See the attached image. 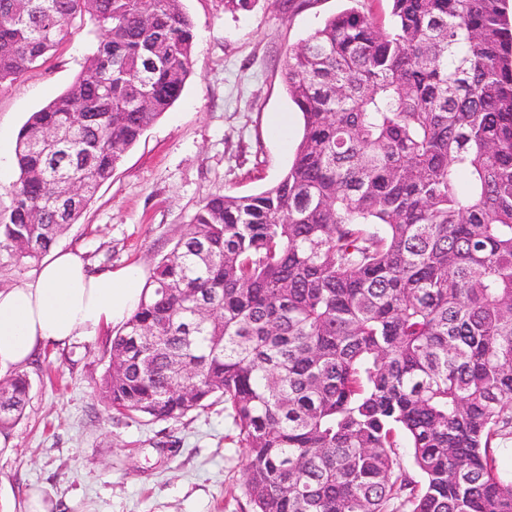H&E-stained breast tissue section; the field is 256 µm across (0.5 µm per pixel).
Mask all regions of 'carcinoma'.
Listing matches in <instances>:
<instances>
[{"instance_id":"carcinoma-1","label":"carcinoma","mask_w":512,"mask_h":512,"mask_svg":"<svg viewBox=\"0 0 512 512\" xmlns=\"http://www.w3.org/2000/svg\"><path fill=\"white\" fill-rule=\"evenodd\" d=\"M391 2L386 27L349 8L288 51V171L203 198L112 338L101 401L157 421L224 404L252 512H512V21L504 0ZM77 21L92 51L21 127L0 212L29 267L191 73L180 0H0V88ZM30 386L0 381V432Z\"/></svg>"}]
</instances>
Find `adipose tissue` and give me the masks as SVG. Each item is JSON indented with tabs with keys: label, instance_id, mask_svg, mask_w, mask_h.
Instances as JSON below:
<instances>
[{
	"label": "adipose tissue",
	"instance_id": "obj_1",
	"mask_svg": "<svg viewBox=\"0 0 512 512\" xmlns=\"http://www.w3.org/2000/svg\"><path fill=\"white\" fill-rule=\"evenodd\" d=\"M145 285L138 267L95 273L81 252L53 250L29 278L0 289V368L106 334L137 308Z\"/></svg>",
	"mask_w": 512,
	"mask_h": 512
}]
</instances>
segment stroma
Wrapping results in <instances>:
<instances>
[{"label": "stroma", "instance_id": "1", "mask_svg": "<svg viewBox=\"0 0 512 512\" xmlns=\"http://www.w3.org/2000/svg\"><path fill=\"white\" fill-rule=\"evenodd\" d=\"M196 44L181 98L119 162L57 244L94 270L151 273L185 232L200 200L256 194L291 165L303 120L282 79L286 53L346 0H182ZM91 50L75 33L38 68L0 89V150L13 151L30 113L63 93ZM287 121L286 133L273 128ZM111 335L49 346L25 365V414L0 434V512H22L28 490L54 512H251L245 450L223 405L179 420L109 412L99 385Z\"/></svg>", "mask_w": 512, "mask_h": 512}]
</instances>
